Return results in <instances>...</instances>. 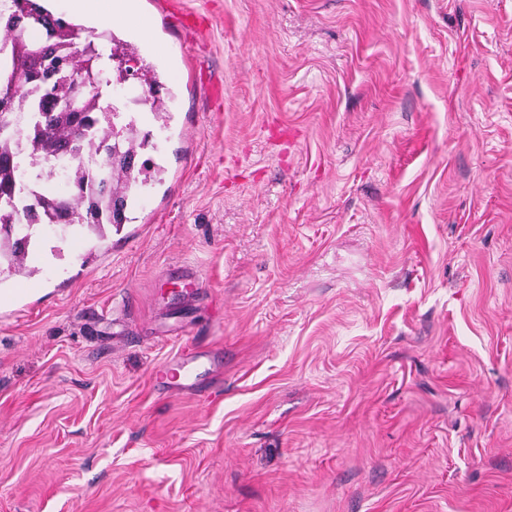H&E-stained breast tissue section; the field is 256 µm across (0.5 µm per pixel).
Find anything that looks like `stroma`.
I'll return each instance as SVG.
<instances>
[{
	"label": "stroma",
	"mask_w": 512,
	"mask_h": 512,
	"mask_svg": "<svg viewBox=\"0 0 512 512\" xmlns=\"http://www.w3.org/2000/svg\"><path fill=\"white\" fill-rule=\"evenodd\" d=\"M167 2L169 59L51 0L131 55L116 124L166 173L104 238L31 240L0 512H512V0H176L201 41ZM198 357L191 358H178L162 364L155 371V381L165 387L169 386H182L181 388L187 391H194L197 381H192L187 384L180 383V381H189L194 374V363Z\"/></svg>",
	"instance_id": "1"
}]
</instances>
